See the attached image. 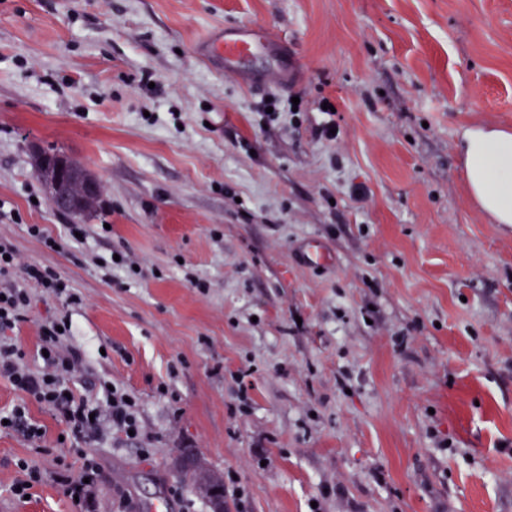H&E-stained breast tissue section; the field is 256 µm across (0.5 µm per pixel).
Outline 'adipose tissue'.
Returning a JSON list of instances; mask_svg holds the SVG:
<instances>
[{"label": "adipose tissue", "mask_w": 512, "mask_h": 512, "mask_svg": "<svg viewBox=\"0 0 512 512\" xmlns=\"http://www.w3.org/2000/svg\"><path fill=\"white\" fill-rule=\"evenodd\" d=\"M456 147L473 200L497 224H512V132L484 125L461 128Z\"/></svg>", "instance_id": "1"}]
</instances>
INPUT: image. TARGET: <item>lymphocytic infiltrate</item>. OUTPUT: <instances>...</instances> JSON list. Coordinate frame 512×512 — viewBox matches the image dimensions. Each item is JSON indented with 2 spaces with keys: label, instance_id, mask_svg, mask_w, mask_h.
<instances>
[{
  "label": "lymphocytic infiltrate",
  "instance_id": "obj_1",
  "mask_svg": "<svg viewBox=\"0 0 512 512\" xmlns=\"http://www.w3.org/2000/svg\"><path fill=\"white\" fill-rule=\"evenodd\" d=\"M19 267L24 270L20 280L14 277ZM35 287L67 304L81 301L55 269L36 263L20 265L14 244L0 238V377L24 395L22 403L4 415L7 431L22 436L30 448L41 449L44 436L28 414L29 404L35 403L52 409L74 441L117 435L141 442L140 405L126 389L109 387L103 381L94 395L71 392L67 378L85 366L87 354L68 343L72 332L68 315L55 316L40 326L37 347L46 353L43 367L35 370L29 366L27 352L11 332L25 321ZM76 454L82 461L80 468L62 478L60 485L65 497L85 507L90 502L91 483L101 469L84 449H77Z\"/></svg>",
  "mask_w": 512,
  "mask_h": 512
}]
</instances>
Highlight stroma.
Masks as SVG:
<instances>
[{"label": "stroma", "mask_w": 512, "mask_h": 512, "mask_svg": "<svg viewBox=\"0 0 512 512\" xmlns=\"http://www.w3.org/2000/svg\"><path fill=\"white\" fill-rule=\"evenodd\" d=\"M248 24L287 86L263 82L267 54L198 56ZM267 97L299 117L261 124ZM478 123L512 128V0H0V237L82 297L33 289L17 341L68 314L88 353L71 384L135 394L150 441L86 443L94 512H210L173 473L185 448L243 489L224 512H512V227L455 148ZM40 150L92 169L96 212L51 206ZM30 414L42 451L0 433V512H84L58 483L80 465L63 425ZM21 460L42 475L23 503Z\"/></svg>", "instance_id": "stroma-1"}]
</instances>
